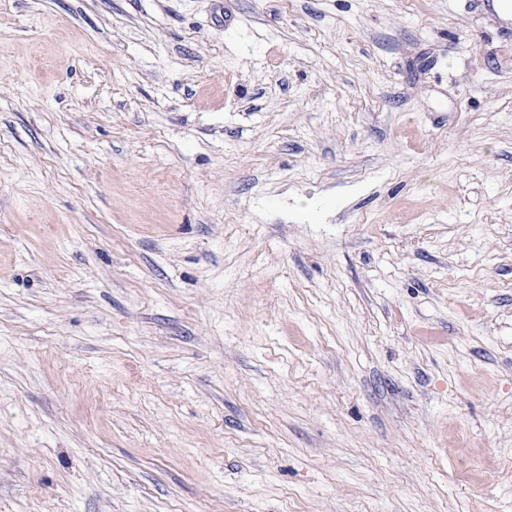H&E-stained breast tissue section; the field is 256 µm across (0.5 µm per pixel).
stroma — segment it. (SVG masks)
I'll list each match as a JSON object with an SVG mask.
<instances>
[{
	"mask_svg": "<svg viewBox=\"0 0 512 512\" xmlns=\"http://www.w3.org/2000/svg\"><path fill=\"white\" fill-rule=\"evenodd\" d=\"M0 512H512V16L0 0Z\"/></svg>",
	"mask_w": 512,
	"mask_h": 512,
	"instance_id": "obj_1",
	"label": "stroma"
}]
</instances>
